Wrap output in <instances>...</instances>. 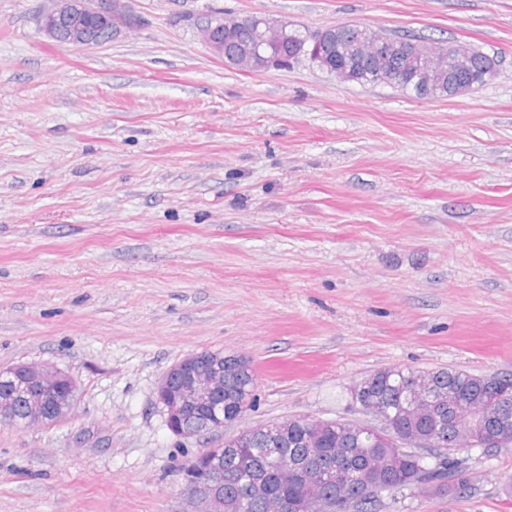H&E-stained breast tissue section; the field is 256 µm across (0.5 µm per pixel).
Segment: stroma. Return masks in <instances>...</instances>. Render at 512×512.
Instances as JSON below:
<instances>
[{"mask_svg": "<svg viewBox=\"0 0 512 512\" xmlns=\"http://www.w3.org/2000/svg\"><path fill=\"white\" fill-rule=\"evenodd\" d=\"M52 0H0V368L66 372L62 422L0 425V512H182L217 434H173L175 362L246 356L241 428L362 420L388 367L512 377V0H135L100 46L48 38ZM349 22L493 59L472 93L342 83L308 57L245 71L201 28ZM472 488L376 512H512V445Z\"/></svg>", "mask_w": 512, "mask_h": 512, "instance_id": "1", "label": "stroma"}]
</instances>
